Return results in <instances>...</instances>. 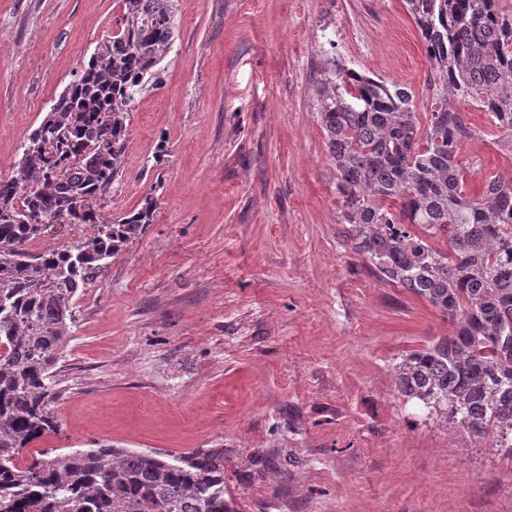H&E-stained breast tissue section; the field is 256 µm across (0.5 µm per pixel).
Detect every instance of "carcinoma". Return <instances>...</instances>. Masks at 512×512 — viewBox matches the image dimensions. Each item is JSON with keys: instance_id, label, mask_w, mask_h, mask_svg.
Segmentation results:
<instances>
[{"instance_id": "cac0c4a2", "label": "carcinoma", "mask_w": 512, "mask_h": 512, "mask_svg": "<svg viewBox=\"0 0 512 512\" xmlns=\"http://www.w3.org/2000/svg\"><path fill=\"white\" fill-rule=\"evenodd\" d=\"M117 31L54 100L0 178V512H232L224 449L167 459L101 445H26L59 428L53 367L72 336L75 296L153 223L157 198L105 213L123 172L129 107L163 83L179 0H120ZM430 71L426 122L411 86L335 59L318 102L336 168L343 234L379 279L427 300L453 335L395 364L397 392L476 439L512 446V179L469 189L458 164L478 105L512 153V11L499 0H404ZM47 224L86 225L62 248L27 249ZM442 238L447 250L430 240Z\"/></svg>"}]
</instances>
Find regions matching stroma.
Segmentation results:
<instances>
[{"label": "stroma", "mask_w": 512, "mask_h": 512, "mask_svg": "<svg viewBox=\"0 0 512 512\" xmlns=\"http://www.w3.org/2000/svg\"><path fill=\"white\" fill-rule=\"evenodd\" d=\"M120 14L0 0V178ZM328 57L418 94L430 67L403 0H180L108 196L124 213L156 190L153 222L75 299L60 430L24 458L220 448L232 512H512V451L395 389L394 364L453 326L341 233L315 88ZM471 119L468 184L512 178V152Z\"/></svg>", "instance_id": "1"}]
</instances>
